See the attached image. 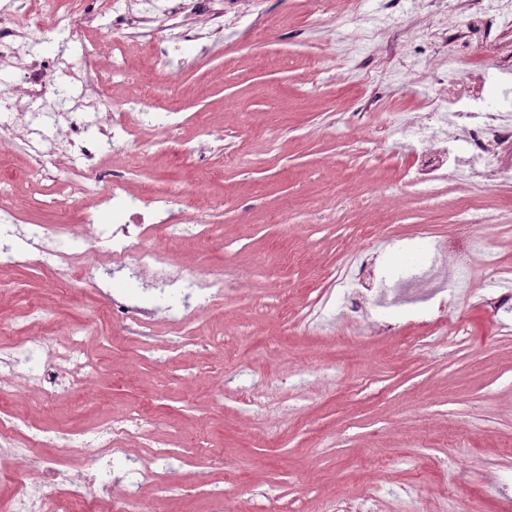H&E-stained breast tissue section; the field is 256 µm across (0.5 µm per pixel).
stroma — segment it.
Returning a JSON list of instances; mask_svg holds the SVG:
<instances>
[{"label": "stroma", "mask_w": 512, "mask_h": 512, "mask_svg": "<svg viewBox=\"0 0 512 512\" xmlns=\"http://www.w3.org/2000/svg\"><path fill=\"white\" fill-rule=\"evenodd\" d=\"M360 8L387 36L346 41L349 0L319 17L309 0H263L261 39L228 29L207 49L182 45L171 68L150 64L135 39L122 42L129 70L111 88L115 102L151 78L163 87L157 111L176 105L203 121L161 149V130L143 128L139 145L102 166L129 169L134 191L195 182L224 198L206 216L209 237L188 245L160 229L152 237L175 264L224 270L223 306L192 317L187 337L166 318L177 298L141 295L123 276L66 289L49 271L0 269V346L17 344L39 308L59 325L57 348L69 343L66 322L84 324L83 349L98 366L85 405L59 394L19 397L6 409L57 432L90 433L134 408L150 414L128 455L112 457L113 476L132 456L150 473L126 512H349L370 495L391 512L410 491L419 512H503L498 487L512 486V314L489 315L474 296L512 289V278L474 268L466 291L447 298L448 324L465 335L422 351L410 339L424 326L403 323L399 307L375 302L369 323L354 321L337 283L323 277L370 246L385 285L418 271L430 234L448 232L470 196L497 215L478 230L485 250L512 267L511 186L453 169L429 190L409 178L416 116L432 92L418 33L429 23L447 28L443 6L362 0ZM32 51L63 53L73 68L109 77L112 15H98L66 49L38 42ZM183 140L208 145L206 161H184ZM28 165L16 146L0 151L23 222L68 224L61 250L83 249L75 230L87 200L71 194L66 170L32 182ZM123 295L157 310L151 336L105 323L104 306ZM373 321L400 330L378 335Z\"/></svg>", "instance_id": "35a3bbf8"}]
</instances>
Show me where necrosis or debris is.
Wrapping results in <instances>:
<instances>
[{"instance_id": "1", "label": "necrosis or debris", "mask_w": 512, "mask_h": 512, "mask_svg": "<svg viewBox=\"0 0 512 512\" xmlns=\"http://www.w3.org/2000/svg\"><path fill=\"white\" fill-rule=\"evenodd\" d=\"M124 6L112 13V33L127 37L129 29L141 31L143 44L152 58L169 57V45L186 41L205 43L213 33L236 28L242 19L239 0H123ZM70 8L60 23L29 26L27 16L32 0H0V65L20 69L22 93L31 99L45 100L43 112H22L17 129L0 131V142L20 140L32 159L28 174L41 178L48 167H62L71 175L75 193L93 199L96 211L87 213L81 237L87 244L107 243L106 267L126 271L148 287L162 285L184 292V307L190 313L214 309L224 298V271L220 268L174 267L163 252L148 243L152 220L166 224L170 235L188 238L206 229L200 216L223 208L219 197L197 204V191L190 186L176 193L150 191L134 195L126 188V174L120 170L99 168L103 156L126 154L134 136L131 117L141 124L154 119L153 86H145L141 96L121 110H113L108 90L102 81H90L88 72H79L89 81V94L71 98L55 94L57 72L69 69L60 55L36 57L33 41L67 43L89 32L104 0H69ZM162 18L175 20L167 41H158L154 23ZM455 36L466 41L481 37L493 48V69L474 81H461L455 94L444 89L446 78L432 74L436 93L427 99L421 116L424 128L435 123H451L462 132L464 162L471 178L487 183L512 174V0H472V13L465 24L457 25ZM101 114V122L91 125L88 112ZM56 129L55 136L44 133L45 125ZM456 158L446 141L426 138L417 155L412 179L419 185L436 182L440 172L455 164ZM123 203L126 220L109 226L98 221L100 211L111 204ZM466 217L452 236L436 244V257L428 270L403 280L409 305L435 303L446 293L449 283L465 268L479 264L500 272L498 259L477 245L476 229L490 223L480 199L469 198ZM63 225L21 224L17 214L0 206V266L33 264L51 269L66 287L92 277L97 264L88 262L84 253L63 254L59 239L67 234ZM343 274L355 287L345 297L348 315L365 320L370 302L374 268L368 251L351 255ZM109 322L122 325L127 334L150 335L154 324L152 312L111 298L107 308ZM82 324L70 325L71 342L64 352L52 347L53 324L26 337L19 345L0 348V399L17 396L45 400L64 390L74 397L89 391V379L97 366L84 356ZM146 413L121 416L102 426L92 440L75 442L66 434H47L38 426L13 412L0 410V469L25 477L23 493L9 507V512H45V487L57 480L58 470L52 459L44 456L50 447L70 448L81 445L94 470L92 480L71 478L65 490L69 512H111L112 453L125 438L138 437L149 424Z\"/></svg>"}]
</instances>
